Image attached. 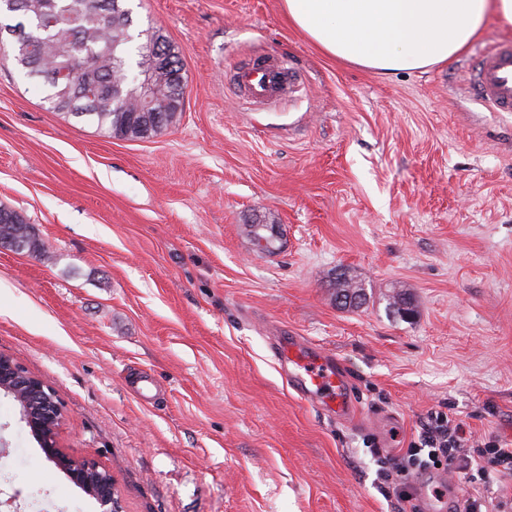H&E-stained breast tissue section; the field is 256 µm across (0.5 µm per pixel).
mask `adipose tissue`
Instances as JSON below:
<instances>
[{
  "label": "adipose tissue",
  "mask_w": 512,
  "mask_h": 512,
  "mask_svg": "<svg viewBox=\"0 0 512 512\" xmlns=\"http://www.w3.org/2000/svg\"><path fill=\"white\" fill-rule=\"evenodd\" d=\"M283 8L323 54L389 74L454 59L488 19L512 26V0H283Z\"/></svg>",
  "instance_id": "obj_1"
}]
</instances>
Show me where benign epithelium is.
<instances>
[{"label":"benign epithelium","instance_id":"1","mask_svg":"<svg viewBox=\"0 0 512 512\" xmlns=\"http://www.w3.org/2000/svg\"><path fill=\"white\" fill-rule=\"evenodd\" d=\"M11 386H1L8 395L21 404V415L32 434L38 438L46 459L63 470L69 480L95 498L101 512H123L114 479L101 482L93 488L88 473H96L102 466L91 459L67 457L57 440L60 424L65 418L64 406L57 400L53 387L45 380L30 374L21 364L9 360Z\"/></svg>","mask_w":512,"mask_h":512}]
</instances>
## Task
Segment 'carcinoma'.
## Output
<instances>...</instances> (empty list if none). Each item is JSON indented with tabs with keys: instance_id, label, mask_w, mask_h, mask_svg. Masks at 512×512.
Segmentation results:
<instances>
[{
	"instance_id": "obj_1",
	"label": "carcinoma",
	"mask_w": 512,
	"mask_h": 512,
	"mask_svg": "<svg viewBox=\"0 0 512 512\" xmlns=\"http://www.w3.org/2000/svg\"><path fill=\"white\" fill-rule=\"evenodd\" d=\"M0 44L7 47L22 77L43 85L47 107L114 138L143 140L176 123L184 104L183 63L174 45L156 30L139 33L132 43L133 24L125 0H0ZM153 55H162L171 69L158 94L163 103L146 112L129 72H139ZM270 224L249 225L253 243L270 239ZM0 247L49 258L45 244L26 217L0 204ZM336 295H353L365 303L366 284L344 273L334 277ZM399 314L414 310L400 291L388 298Z\"/></svg>"
}]
</instances>
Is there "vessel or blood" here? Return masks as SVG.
<instances>
[{
	"label": "vessel or blood",
	"mask_w": 512,
	"mask_h": 512,
	"mask_svg": "<svg viewBox=\"0 0 512 512\" xmlns=\"http://www.w3.org/2000/svg\"><path fill=\"white\" fill-rule=\"evenodd\" d=\"M283 73L278 66L255 65L241 74L239 82L251 102L276 101L289 96L297 85L296 78H284ZM472 90L489 111L512 113L511 38L476 50ZM279 356L303 399H317L345 420L355 416L357 408L341 362L294 336L281 343Z\"/></svg>",
	"instance_id": "1"
}]
</instances>
